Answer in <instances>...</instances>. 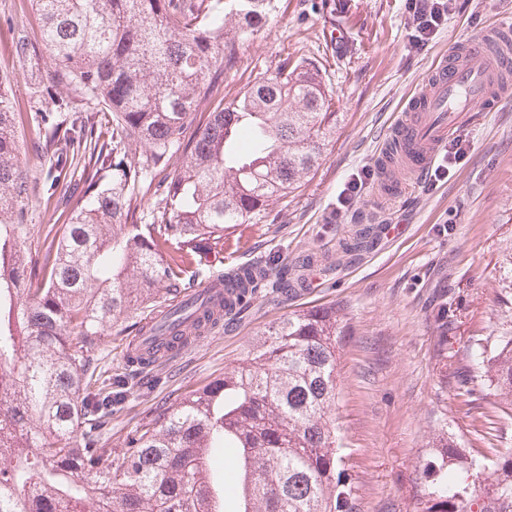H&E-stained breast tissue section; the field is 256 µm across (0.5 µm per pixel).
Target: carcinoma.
I'll use <instances>...</instances> for the list:
<instances>
[{
	"label": "carcinoma",
	"instance_id": "carcinoma-1",
	"mask_svg": "<svg viewBox=\"0 0 512 512\" xmlns=\"http://www.w3.org/2000/svg\"><path fill=\"white\" fill-rule=\"evenodd\" d=\"M58 76L104 104L95 117L43 123L45 143L77 160L80 202L43 244H28L32 197L8 99L0 93V512H213L216 459L236 479L220 512H359L336 431L339 305L292 312L250 346L247 360L130 433L103 440L121 395L103 377L102 337L139 333L159 291H184L199 242L226 224H259L301 186L336 130L314 63L287 56L186 130L198 97L233 66L242 41L278 0H32ZM149 154L133 161L139 147ZM181 165L165 174L170 149ZM161 206L148 222L137 195ZM169 255L164 260L163 255ZM261 276L288 285V266ZM235 298L195 309L164 350L125 358L133 378L206 336L261 285L242 266ZM512 406V336L478 343L456 375L476 374ZM423 466L416 512H512V452L475 455L451 437Z\"/></svg>",
	"mask_w": 512,
	"mask_h": 512
}]
</instances>
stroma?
<instances>
[{"label": "stroma", "mask_w": 512, "mask_h": 512, "mask_svg": "<svg viewBox=\"0 0 512 512\" xmlns=\"http://www.w3.org/2000/svg\"><path fill=\"white\" fill-rule=\"evenodd\" d=\"M278 12L240 45L218 92L200 98L196 112L232 99L256 73L291 55L316 61L337 113L336 133L320 165L288 197L274 201L262 224H233L224 250L203 254L186 270L195 287L219 272L268 259L291 263L329 253L332 266L316 271L313 288L288 298H257L180 359L154 368L150 389L133 387L113 414L106 444L123 448L136 427L159 407L242 364L255 336L299 308L343 303L346 329L338 350L336 428L350 453L361 512H416L422 468L448 434L462 447L512 449V415L477 380L473 396L459 395L454 373L471 346L512 336V98L482 113L462 132L466 154L447 178L419 179L392 170L406 194L385 197L379 180L362 190L340 223H329L336 196L352 173L376 167L407 93L456 42L486 27L512 26V0H456L455 9L423 49L414 48L415 20L406 0H279ZM344 28L346 39L331 34ZM25 30L32 48L18 62L12 32ZM56 69L44 49L31 0H0V74L20 139V160L34 192L26 219L35 238L65 223L80 195L75 181L51 186L52 154L34 113L100 112L104 106L68 85L43 90ZM372 249L343 252L365 225ZM448 291V356L436 353L440 289Z\"/></svg>", "instance_id": "obj_1"}]
</instances>
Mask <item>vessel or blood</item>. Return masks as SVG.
<instances>
[{"label":"vessel or blood","instance_id":"1","mask_svg":"<svg viewBox=\"0 0 512 512\" xmlns=\"http://www.w3.org/2000/svg\"><path fill=\"white\" fill-rule=\"evenodd\" d=\"M500 36L495 25L479 38L453 45L406 99L388 141L398 145L401 159L415 173L428 172L454 131L476 113L494 111L507 94V87L493 83L489 69L473 63L474 58L485 57L489 44Z\"/></svg>","mask_w":512,"mask_h":512}]
</instances>
